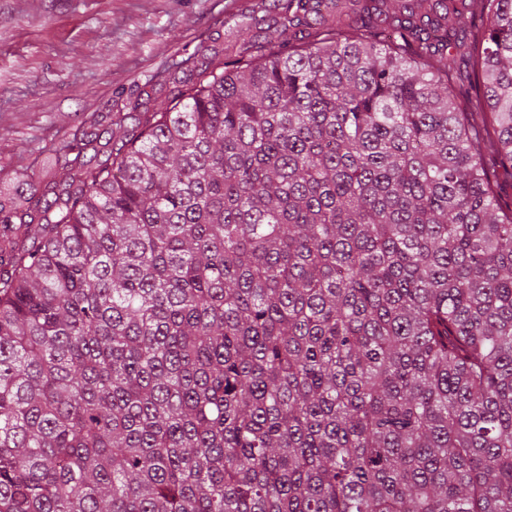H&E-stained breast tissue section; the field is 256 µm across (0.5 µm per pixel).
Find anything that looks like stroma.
<instances>
[{
	"label": "stroma",
	"instance_id": "1",
	"mask_svg": "<svg viewBox=\"0 0 512 512\" xmlns=\"http://www.w3.org/2000/svg\"><path fill=\"white\" fill-rule=\"evenodd\" d=\"M246 0H0V170L35 167L137 87L167 106L164 70L222 48Z\"/></svg>",
	"mask_w": 512,
	"mask_h": 512
}]
</instances>
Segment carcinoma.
I'll return each mask as SVG.
<instances>
[{
	"label": "carcinoma",
	"instance_id": "carcinoma-1",
	"mask_svg": "<svg viewBox=\"0 0 512 512\" xmlns=\"http://www.w3.org/2000/svg\"><path fill=\"white\" fill-rule=\"evenodd\" d=\"M224 27L0 174V512H512V0Z\"/></svg>",
	"mask_w": 512,
	"mask_h": 512
}]
</instances>
